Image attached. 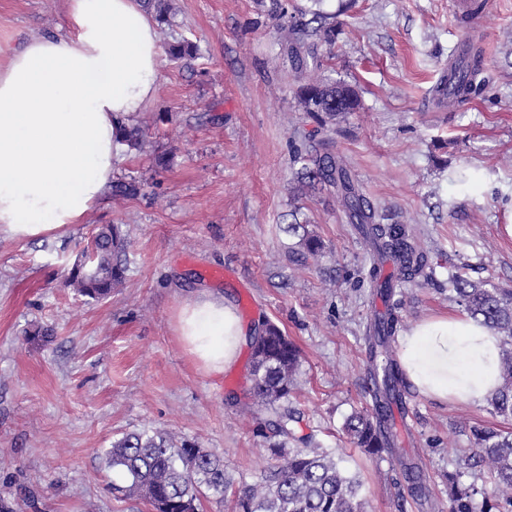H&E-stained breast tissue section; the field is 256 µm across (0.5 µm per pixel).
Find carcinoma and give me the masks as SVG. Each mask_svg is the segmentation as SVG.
Wrapping results in <instances>:
<instances>
[{
  "instance_id": "obj_1",
  "label": "carcinoma",
  "mask_w": 512,
  "mask_h": 512,
  "mask_svg": "<svg viewBox=\"0 0 512 512\" xmlns=\"http://www.w3.org/2000/svg\"><path fill=\"white\" fill-rule=\"evenodd\" d=\"M271 13L282 20V52L303 83L298 97L302 110L315 124L308 143L293 147L291 162L297 166L298 183L325 189L336 198L349 223L359 227L371 255L368 277L384 301L383 312L367 322L364 336L368 352L366 392L373 405L352 412L343 423L350 442L371 457L390 459L425 493L421 467L399 446L393 426V407L403 401V371L394 351L400 323L396 288L415 283L424 275L428 256L403 224H382L378 208L360 191L346 160L331 149L328 137L336 121L360 107L356 90L339 80L313 78L307 68L323 67L322 47L336 40V23L315 13L311 27L296 20L305 14L289 0H271ZM174 60L193 59L197 46L177 41L167 48ZM463 62L451 65L432 89L443 106L453 110L478 93L485 83L481 54L470 45ZM120 143L130 153L146 146L144 130L133 124L120 128ZM298 238L292 252L301 258L321 255L320 238L301 224L288 225ZM130 241L119 224L98 229L91 241L94 260L88 266L73 265L70 285L90 299H103L120 286L129 270ZM453 291L468 315L482 321L501 339V385L489 400L493 412L512 420V292L486 288L463 274L453 280ZM300 352L289 336L267 321L250 342L249 381L254 399L272 411L268 427L276 440L268 443L270 462L251 483L239 484L224 468V457L167 429H143L122 434L105 451L107 467L116 481L112 491L122 500L139 501L150 512H201L203 502L223 505L229 512H367L357 475L340 465L333 449L323 448L314 435L298 437L300 417L290 406L296 384ZM474 448L448 474V512H512V431L476 429ZM477 471L485 484H465L462 474Z\"/></svg>"
}]
</instances>
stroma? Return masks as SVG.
Instances as JSON below:
<instances>
[{
	"mask_svg": "<svg viewBox=\"0 0 512 512\" xmlns=\"http://www.w3.org/2000/svg\"><path fill=\"white\" fill-rule=\"evenodd\" d=\"M487 2L474 22L457 0L320 4L340 24L323 72L361 100L337 124L334 149L386 223L412 228L430 258L429 282L402 290L404 330L459 313L453 275L512 289V0ZM171 6L160 44L187 38L199 55L163 57L156 99L137 116L149 152L124 155L115 175L140 193L104 194L83 223L48 236L0 235V512H149L114 499L103 452L150 427L223 453L236 481L255 479L268 453L249 346L211 375L176 332L180 307L202 291L224 295L244 330L269 320L296 343L297 432L315 433L359 474L368 512H448V473L471 448L472 429L503 427L502 418L486 402L443 404L406 388L405 448L424 470L423 499L388 459L348 442L346 416L370 401L369 260L335 198L300 190L295 178L292 148L312 126L270 0ZM64 29V0H0L1 45ZM464 37L482 52L485 87L451 112L431 90ZM163 153L166 168L154 163ZM295 220L322 240L318 259L294 260ZM105 224L129 232L131 267L111 297L94 301L67 278Z\"/></svg>",
	"mask_w": 512,
	"mask_h": 512,
	"instance_id": "1",
	"label": "stroma"
}]
</instances>
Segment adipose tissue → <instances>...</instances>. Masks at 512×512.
Segmentation results:
<instances>
[{
  "instance_id": "obj_1",
  "label": "adipose tissue",
  "mask_w": 512,
  "mask_h": 512,
  "mask_svg": "<svg viewBox=\"0 0 512 512\" xmlns=\"http://www.w3.org/2000/svg\"><path fill=\"white\" fill-rule=\"evenodd\" d=\"M66 30L8 48L0 64V233L31 239L82 223L111 183L121 125L155 99L161 48L140 0H65ZM177 331L211 373L236 361L244 332L222 296L185 304ZM499 338L466 315H433L399 338L418 393L480 404L501 377Z\"/></svg>"
}]
</instances>
